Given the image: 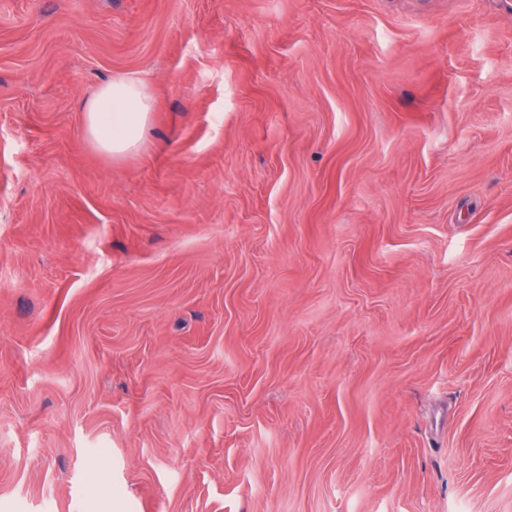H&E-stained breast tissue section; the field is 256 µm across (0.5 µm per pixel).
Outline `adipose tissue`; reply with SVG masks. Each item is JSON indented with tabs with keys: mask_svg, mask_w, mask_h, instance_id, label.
<instances>
[{
	"mask_svg": "<svg viewBox=\"0 0 512 512\" xmlns=\"http://www.w3.org/2000/svg\"><path fill=\"white\" fill-rule=\"evenodd\" d=\"M82 112L92 144L120 159L139 147L150 124L152 100L140 77L120 76L102 84Z\"/></svg>",
	"mask_w": 512,
	"mask_h": 512,
	"instance_id": "ef3b65f1",
	"label": "adipose tissue"
}]
</instances>
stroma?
I'll return each instance as SVG.
<instances>
[{"label": "stroma", "mask_w": 512, "mask_h": 512, "mask_svg": "<svg viewBox=\"0 0 512 512\" xmlns=\"http://www.w3.org/2000/svg\"><path fill=\"white\" fill-rule=\"evenodd\" d=\"M0 512H512V0H0ZM81 112L92 144L120 159L139 147L150 124L152 100L139 76H119L102 84Z\"/></svg>", "instance_id": "35a3bbf8"}]
</instances>
